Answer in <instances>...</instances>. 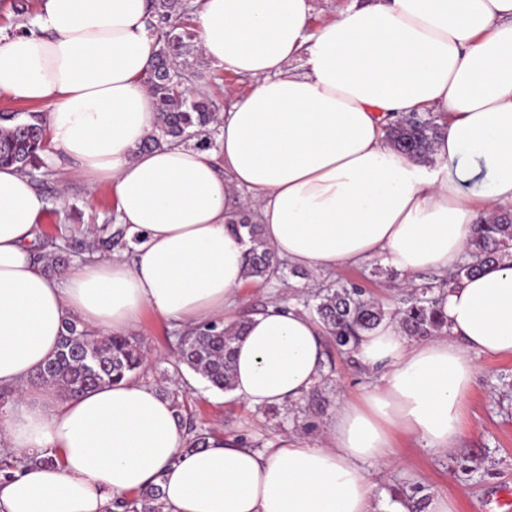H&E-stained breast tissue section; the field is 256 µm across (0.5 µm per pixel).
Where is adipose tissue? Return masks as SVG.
I'll list each match as a JSON object with an SVG mask.
<instances>
[{"label":"adipose tissue","mask_w":512,"mask_h":512,"mask_svg":"<svg viewBox=\"0 0 512 512\" xmlns=\"http://www.w3.org/2000/svg\"><path fill=\"white\" fill-rule=\"evenodd\" d=\"M199 47L248 81L220 112L217 151H151L155 100L143 82L155 43L150 0H42L23 33L0 38V94L46 110L50 167L110 186L137 238L46 275L30 252L46 201L0 167V435L23 457L0 512H107L149 483L163 512H373L369 468L396 464V435L445 451L461 434L479 356L512 358V265L462 277L444 296L448 333L419 340L392 320L359 336L374 381L344 402L326 442L257 450L221 438L186 451L172 404L136 380L59 402L28 382L71 319L126 335L151 309L184 328L220 319L246 281L251 210L271 250L326 272L384 258L404 277L463 264L477 224L512 204V0H369L307 28L312 0H196ZM303 59L304 73L290 64ZM447 126L434 165L388 143L397 113ZM490 181L483 206L473 199ZM230 394L252 407L300 401L323 372L322 328L270 305L235 344ZM56 461L41 464V457Z\"/></svg>","instance_id":"1"}]
</instances>
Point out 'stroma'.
Segmentation results:
<instances>
[{"label": "stroma", "mask_w": 512, "mask_h": 512, "mask_svg": "<svg viewBox=\"0 0 512 512\" xmlns=\"http://www.w3.org/2000/svg\"><path fill=\"white\" fill-rule=\"evenodd\" d=\"M35 189L47 207L38 220L39 231L53 233L58 244L76 241L88 245L89 234H100L115 218L114 195L109 187L91 190L73 171L59 167L46 180H35ZM378 260L356 268L341 267L328 273L306 272L283 276L264 284L246 282L239 291L237 318L263 311L269 304H289L307 311L319 287L349 280L358 284L366 298L386 311L398 309L404 292L388 290L385 279L373 276ZM180 328L145 312L134 332L149 358L139 379L158 391L186 395L201 432L227 438H244L263 449L286 440L316 446L323 427L344 399H356L372 382L370 373L356 362L352 352L338 349L325 338V368L320 382L294 405L253 408L210 388L192 370L175 369L172 358L179 346ZM479 372L469 399L463 433L455 448L433 453L411 438H399L401 465L384 470L372 467L376 484V512H420L437 496L456 500L458 512H495L493 495L512 489V358L479 357Z\"/></svg>", "instance_id": "obj_1"}]
</instances>
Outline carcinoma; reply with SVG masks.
I'll list each match as a JSON object with an SVG mask.
<instances>
[{
	"label": "carcinoma",
	"instance_id": "obj_1",
	"mask_svg": "<svg viewBox=\"0 0 512 512\" xmlns=\"http://www.w3.org/2000/svg\"><path fill=\"white\" fill-rule=\"evenodd\" d=\"M153 19L148 21L156 50L151 68L143 77L156 101V121L152 134L141 148H155L172 141L195 142L203 149L213 146L212 129L218 123L220 106L205 92L192 93L188 87L189 70L199 52L198 34L191 23V7L184 0H152ZM441 135L437 116L424 118L418 112L398 116L388 125L389 144L400 154L427 161L432 144ZM45 144L44 113L0 112V163L12 164L21 171L50 175L41 157ZM233 230L245 232L251 244L246 275L254 281H269L283 268L265 243L260 225L243 215ZM53 248L45 255L46 267L56 269L65 257L55 251L56 239L43 238V248ZM471 261L439 283L414 286L404 306L393 313L408 336L426 337L448 334V322L434 289L472 275L487 265L512 261V213L504 211L478 225L468 246ZM313 306L319 322L334 337L340 348L355 345L358 336L375 328L388 316L378 304L364 298V291L351 281H341L316 295ZM239 332L222 321L186 330L174 363L201 375L210 387L228 390L234 378V343ZM96 358L98 369L87 372L85 355ZM144 355L130 336H101L80 320L67 322L54 355L31 379L34 384L51 387L64 397H74L86 390L118 383L135 377L142 369ZM161 489L150 484L131 498L112 502L117 512H162Z\"/></svg>",
	"mask_w": 512,
	"mask_h": 512
}]
</instances>
